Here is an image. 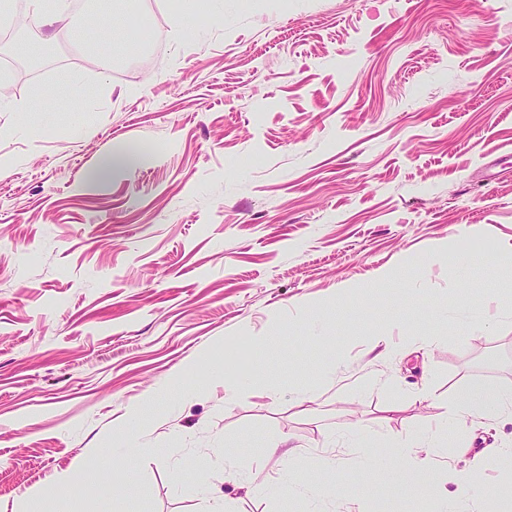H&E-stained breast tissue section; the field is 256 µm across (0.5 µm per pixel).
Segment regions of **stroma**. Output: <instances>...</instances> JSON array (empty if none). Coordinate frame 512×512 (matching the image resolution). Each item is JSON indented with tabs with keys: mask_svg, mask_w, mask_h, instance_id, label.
<instances>
[{
	"mask_svg": "<svg viewBox=\"0 0 512 512\" xmlns=\"http://www.w3.org/2000/svg\"><path fill=\"white\" fill-rule=\"evenodd\" d=\"M114 8L148 39L108 70L77 14L41 67L0 45L10 101L35 105L0 112V512H34L28 491L111 451L178 371L202 398L147 405L136 483L78 487V512H211L202 485L223 512H442L369 462L407 434L456 468L461 444L502 448L456 489L502 512L512 416L450 412L475 380L512 386V0H218L187 27L178 0ZM129 146L146 162L90 183ZM376 327L395 345L380 359ZM282 438L304 487L288 499L266 455ZM228 451L266 458L264 486L231 479Z\"/></svg>",
	"mask_w": 512,
	"mask_h": 512,
	"instance_id": "obj_1",
	"label": "stroma"
}]
</instances>
